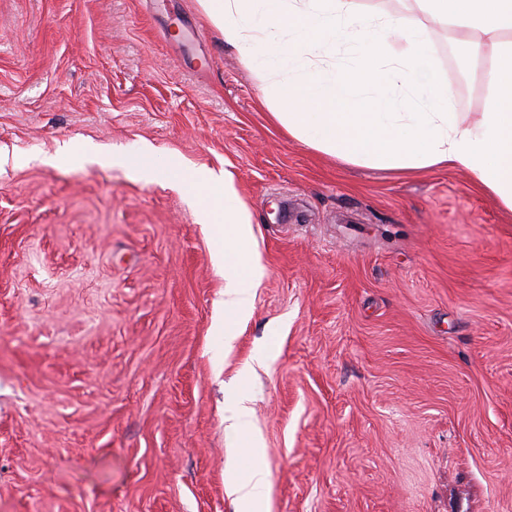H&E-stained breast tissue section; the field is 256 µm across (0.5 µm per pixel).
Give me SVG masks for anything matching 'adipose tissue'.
<instances>
[{"label": "adipose tissue", "mask_w": 512, "mask_h": 512, "mask_svg": "<svg viewBox=\"0 0 512 512\" xmlns=\"http://www.w3.org/2000/svg\"><path fill=\"white\" fill-rule=\"evenodd\" d=\"M425 23L364 16L359 0H198L225 42L240 47L259 78L300 62L296 79L273 87L272 116L289 136L357 165L418 170L445 166L512 212V0H415ZM448 28L464 58H491L488 110L460 124L448 106L452 91L431 59V31ZM345 50L335 72L307 67L329 47ZM183 185L205 192L203 223L223 218L216 259L235 287L227 303L234 320L251 310L261 271L250 251L251 225L220 176L195 170Z\"/></svg>", "instance_id": "obj_1"}]
</instances>
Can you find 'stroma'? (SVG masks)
<instances>
[{
  "label": "stroma",
  "mask_w": 512,
  "mask_h": 512,
  "mask_svg": "<svg viewBox=\"0 0 512 512\" xmlns=\"http://www.w3.org/2000/svg\"><path fill=\"white\" fill-rule=\"evenodd\" d=\"M432 56L477 121L492 60ZM270 94L197 0H0V512H239L256 466L258 512H512V213L293 139ZM199 168L263 270L229 347ZM247 402V395H242L236 400L229 414L224 417V422L227 423L226 429L236 432L249 423L251 413ZM267 483L265 473L258 467H253L245 475H234L231 484L241 505V512H253L252 507L260 497Z\"/></svg>",
  "instance_id": "stroma-1"
}]
</instances>
